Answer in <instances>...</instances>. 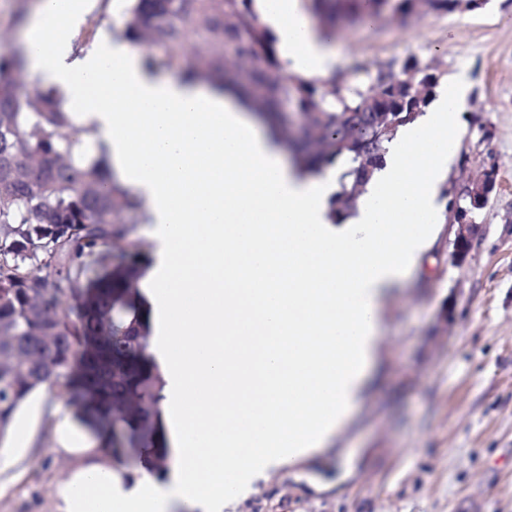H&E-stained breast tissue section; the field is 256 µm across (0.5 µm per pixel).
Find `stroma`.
I'll return each mask as SVG.
<instances>
[{
    "label": "stroma",
    "instance_id": "35a3bbf8",
    "mask_svg": "<svg viewBox=\"0 0 512 512\" xmlns=\"http://www.w3.org/2000/svg\"><path fill=\"white\" fill-rule=\"evenodd\" d=\"M331 78L367 82L417 57L447 86L467 80L459 150L445 181L494 167L496 187L471 255L448 261L456 228L441 224L418 265L384 307L363 401L322 453L268 469L224 512H512V0L407 20L381 18L336 33ZM452 301L455 320L439 317ZM38 390L16 414L32 440L0 469V512H57L56 417Z\"/></svg>",
    "mask_w": 512,
    "mask_h": 512
}]
</instances>
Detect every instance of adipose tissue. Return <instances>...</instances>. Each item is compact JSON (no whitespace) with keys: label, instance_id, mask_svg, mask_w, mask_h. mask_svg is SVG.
Returning <instances> with one entry per match:
<instances>
[{"label":"adipose tissue","instance_id":"adipose-tissue-1","mask_svg":"<svg viewBox=\"0 0 512 512\" xmlns=\"http://www.w3.org/2000/svg\"><path fill=\"white\" fill-rule=\"evenodd\" d=\"M94 0H37L22 35L28 70L79 102L164 245L145 281L165 382L172 473L126 476L88 444L54 487L58 512H223L270 465L294 467L349 424L378 347L383 306L445 208L464 83L387 146L355 210L332 217L336 173L300 175L270 130L230 94L149 72L140 49L76 52ZM290 72L326 76L336 49L299 0H259Z\"/></svg>","mask_w":512,"mask_h":512}]
</instances>
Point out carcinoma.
Masks as SVG:
<instances>
[{
  "label": "carcinoma",
  "mask_w": 512,
  "mask_h": 512,
  "mask_svg": "<svg viewBox=\"0 0 512 512\" xmlns=\"http://www.w3.org/2000/svg\"><path fill=\"white\" fill-rule=\"evenodd\" d=\"M489 0H311L320 30L369 11L405 20L478 9ZM115 38L160 46L185 79L243 94L294 154L301 173L336 169L334 215L366 189L387 145L431 102L437 77L411 56L368 84L290 74L255 0H124ZM86 129L65 97L29 73L23 49H0V437L45 384L63 410L112 448H145L169 467L163 382L149 352L152 308L141 251L121 244L144 203L116 183L104 150L76 151Z\"/></svg>",
  "instance_id": "cac0c4a2"
}]
</instances>
